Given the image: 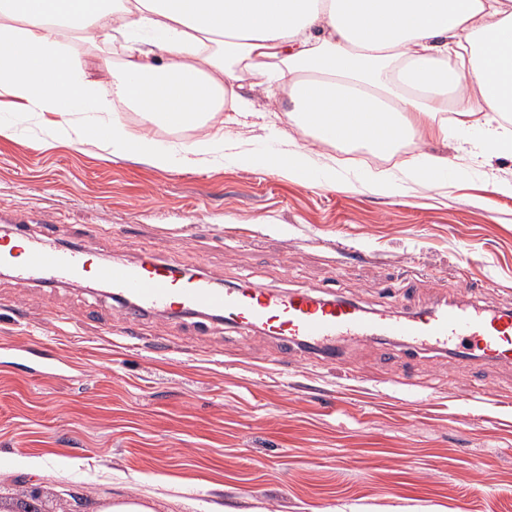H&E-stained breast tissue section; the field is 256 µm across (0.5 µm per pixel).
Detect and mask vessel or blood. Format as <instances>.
Segmentation results:
<instances>
[{"label":"vessel or blood","mask_w":512,"mask_h":512,"mask_svg":"<svg viewBox=\"0 0 512 512\" xmlns=\"http://www.w3.org/2000/svg\"><path fill=\"white\" fill-rule=\"evenodd\" d=\"M0 237V264L14 267L19 281L36 278L65 283L85 276L106 283L124 298L123 322L158 313L213 314L238 329L261 330L288 344L307 343L336 358L339 336H378L430 348H453L460 356L480 354L512 363V311H488L465 302L405 314L369 313L351 299L313 292L284 295L264 286L214 288L207 280L182 277L178 267L150 256L132 266L120 261L95 264L90 253L49 250L28 243L24 258Z\"/></svg>","instance_id":"vessel-or-blood-1"}]
</instances>
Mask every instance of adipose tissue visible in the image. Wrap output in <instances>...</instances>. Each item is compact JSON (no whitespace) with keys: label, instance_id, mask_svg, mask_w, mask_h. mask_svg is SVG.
I'll use <instances>...</instances> for the list:
<instances>
[{"label":"adipose tissue","instance_id":"adipose-tissue-1","mask_svg":"<svg viewBox=\"0 0 512 512\" xmlns=\"http://www.w3.org/2000/svg\"><path fill=\"white\" fill-rule=\"evenodd\" d=\"M96 45L127 43L112 96L151 124L195 131L160 146L77 107L93 82L66 51L63 29ZM281 89L288 116L320 145L364 148L383 158L403 143L476 131V155L512 158V0H0V95L51 115L55 136L95 139L112 155L166 169L223 150L225 103L243 84ZM243 167L309 180L302 150L235 155ZM447 157L419 154L402 176L381 175L375 193L406 181L455 176Z\"/></svg>","mask_w":512,"mask_h":512}]
</instances>
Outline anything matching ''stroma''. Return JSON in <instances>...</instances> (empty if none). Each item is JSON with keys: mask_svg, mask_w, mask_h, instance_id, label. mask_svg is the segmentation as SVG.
<instances>
[{"mask_svg": "<svg viewBox=\"0 0 512 512\" xmlns=\"http://www.w3.org/2000/svg\"><path fill=\"white\" fill-rule=\"evenodd\" d=\"M111 102L106 46L64 36ZM253 126L224 136L254 150L310 148L335 188L239 167L232 155L158 169L97 142L51 139L24 107L0 106V235L30 236L101 261L147 254L210 280L345 296L398 314L456 300L512 309V159L474 165L468 135L373 160L313 146L260 90ZM460 168L435 187L376 194L380 171L420 152ZM105 288L48 287L0 273V347L59 337L60 369L0 357V512L37 489L155 512H512V365L394 341L344 342L341 365L260 332L203 318L119 319ZM43 468L26 473L18 459Z\"/></svg>", "mask_w": 512, "mask_h": 512, "instance_id": "obj_1", "label": "stroma"}]
</instances>
